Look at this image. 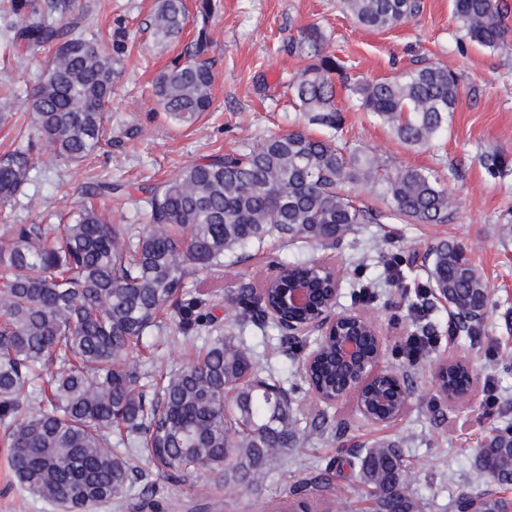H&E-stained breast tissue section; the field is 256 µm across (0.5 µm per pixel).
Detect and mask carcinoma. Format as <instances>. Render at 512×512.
Segmentation results:
<instances>
[{"label":"carcinoma","instance_id":"cac0c4a2","mask_svg":"<svg viewBox=\"0 0 512 512\" xmlns=\"http://www.w3.org/2000/svg\"><path fill=\"white\" fill-rule=\"evenodd\" d=\"M360 25L388 30L417 16L422 0H343ZM25 15L12 42L26 53L49 48L39 83L28 99V141L0 154V209L14 204L35 166L34 140L44 138L56 156L79 164L107 136L112 87L124 41L105 53L76 34L79 17L61 14L53 0L41 12L31 0H11ZM210 0H199L201 25L191 49L174 57L154 83L155 105L177 125L190 126L212 104L213 63L207 58ZM464 35L497 50L512 35L501 0H454ZM186 0H155L149 26L159 44L179 40L187 26ZM309 63L290 83L293 101L310 122L341 129L336 81L358 108L375 114L410 147H425L448 127L460 97L457 76L430 64L392 78L352 81L345 63L323 51L310 29L299 46ZM131 186L90 182L69 218L52 224H11L0 240V443L9 449L24 492L66 512H91L118 499L139 475L127 455L142 458L170 481L207 467L234 490L251 495L271 461L299 440L292 391L259 377L253 349L226 336L199 309L220 287L224 257L258 248L271 238L332 249L357 224H378L382 212L357 195L376 193L390 216L415 224H444L453 208L445 178L433 172L379 164L364 148H341L304 131L271 135L238 153L216 154L179 169L159 185L138 186L148 223L130 236L99 212L92 200L126 196ZM431 287L448 301L459 331L481 333L476 320L489 304L490 286L459 246L436 243L428 253ZM289 276L258 287L227 289L245 323L263 331L267 308L280 305L293 282L328 286L314 262L284 264ZM194 291H189V288ZM187 334L207 328L204 348L160 377L142 384L137 352L162 325ZM314 368L319 389L336 386L333 344ZM50 370V380L40 372ZM117 431L123 454L107 450ZM363 484L373 490V512H421L410 490L413 467L398 446L377 444L359 457ZM478 480L512 485V430L478 451ZM303 481L290 494L310 506L317 484ZM460 512H512L488 490L463 496Z\"/></svg>","mask_w":512,"mask_h":512}]
</instances>
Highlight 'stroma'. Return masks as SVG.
Segmentation results:
<instances>
[{"label": "stroma", "instance_id": "35a3bbf8", "mask_svg": "<svg viewBox=\"0 0 512 512\" xmlns=\"http://www.w3.org/2000/svg\"><path fill=\"white\" fill-rule=\"evenodd\" d=\"M423 3L419 16L375 31L348 16L341 0H212V105L195 124L181 127L156 108L153 85L170 60L189 47L195 26H187L179 42L164 46L154 42L148 27L154 0H74V11L82 16L79 34L100 49L111 50L117 27L128 32V50L112 93L111 132L106 145L79 165L65 163L47 141H37V163L24 194L0 218V237L10 224L57 223L92 178L159 183L182 166L269 135L305 129L327 137L328 129L309 124L291 106L287 88L305 65L294 46L312 27L321 31L326 53L342 59L353 76L390 78L436 63L458 76L461 89L447 131L421 149L402 143L373 114L356 110L346 93L337 96L344 110L345 142L369 149L390 167L430 169L445 176L456 199L448 223L385 218L359 225L327 251L271 239L224 271L225 284L243 277L259 284L279 261L305 257L335 266L340 276L336 310L363 314L379 326L386 341L384 365L404 376L412 392L408 412L395 423L377 426L353 403L329 407L317 401L303 371L315 335L280 344V330L263 334L241 325L237 309L214 297L210 308L218 326L255 348L260 376L274 377L292 389L301 427L310 428L313 419L325 415L324 435L310 437L271 464L263 485L251 496L224 487L205 468L196 471L190 484L177 485L146 467L118 502L97 512H274L289 501L293 485L326 471L338 486L324 492L323 512H362L366 488L348 462L378 441L400 444L410 461H428L411 485L424 505L422 512H457L462 495L481 492L472 480L478 450L494 431L512 425V370L491 357L495 351L512 356V171L495 179L484 166L485 156L497 153L512 168V43L491 51L463 40L453 0ZM4 5L0 0V89L11 87L13 107L0 119V153L13 149L27 133L31 115L26 98L49 56L45 50L12 54L6 38L23 19ZM441 240L458 245L490 285L491 304L477 339L452 335L455 319L439 294L430 295L426 312L412 307L416 285L428 277L426 251ZM394 256L402 260L404 277L398 281L385 269ZM362 279L375 283L372 302L353 297ZM425 325L433 329L434 346L419 361H409L404 343ZM451 357L473 364L477 389L471 404H446L437 391L435 372ZM147 486L154 488V495H144ZM0 512H61L57 504L22 496L8 451L1 447Z\"/></svg>", "mask_w": 512, "mask_h": 512}]
</instances>
